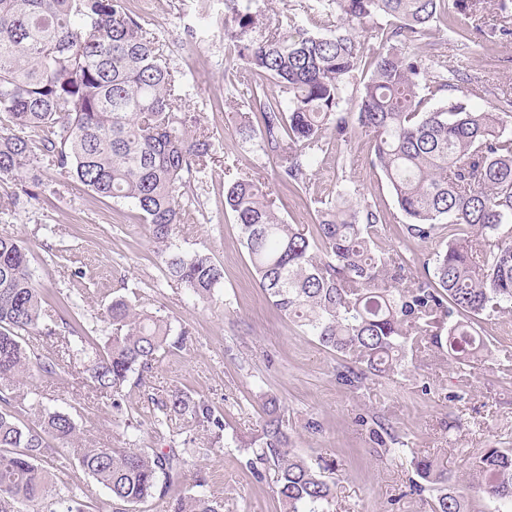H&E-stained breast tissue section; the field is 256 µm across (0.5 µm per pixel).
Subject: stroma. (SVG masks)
Here are the masks:
<instances>
[{
	"label": "stroma",
	"mask_w": 512,
	"mask_h": 512,
	"mask_svg": "<svg viewBox=\"0 0 512 512\" xmlns=\"http://www.w3.org/2000/svg\"><path fill=\"white\" fill-rule=\"evenodd\" d=\"M128 7L163 44L171 66L187 74L188 105L214 136L206 169L186 180L184 222L175 244L211 254L224 267V283L211 300L191 297L166 276L148 226L131 203L84 191L49 163L35 173L38 197L22 194L14 182L0 183L1 196L16 197L9 213L0 214V236L29 250L50 314L49 335L29 340L36 354L57 352L67 322H80L94 337L111 335L101 315L116 294L145 300L173 330L186 327L193 333L190 347L160 358L143 386L126 387L128 423L114 422L111 394L96 389L77 363L51 378L35 376L32 384L44 406L71 413L87 445L120 447L129 437L138 447L157 448L161 442L150 426L148 395L188 390L223 408L225 429L223 450L204 458L187 455V470L207 473L224 493L225 512H280L270 483L255 479L246 467V446L260 431L265 400L274 396L288 412L294 448L312 462L336 465L331 512H431L432 492L410 490L417 479L411 459L417 454L445 458L467 512H494L471 487L467 458L489 446L512 448V386L499 379L501 364L512 355V312L479 323L491 351L474 366L456 365L429 350L361 388L343 384L338 378L343 358L268 304L225 208V169L239 174L259 166L277 186L280 162L236 131V117L249 104L233 95L232 87L251 74L224 43V0H128ZM471 39L468 76L481 77L492 68L501 83L512 85V41L479 33ZM345 184L357 186L386 214L387 223L377 227L378 246L388 255L411 258V274L424 276L438 245L403 239L394 193L373 168L364 138L353 139L343 162L325 157L303 192L280 189L278 211L288 223H312L321 204ZM310 421L317 422L316 430L307 429ZM376 423L394 437L398 450L385 453L371 441L369 429ZM57 484L79 492L86 512H115L109 492L77 463L67 465Z\"/></svg>",
	"instance_id": "35a3bbf8"
}]
</instances>
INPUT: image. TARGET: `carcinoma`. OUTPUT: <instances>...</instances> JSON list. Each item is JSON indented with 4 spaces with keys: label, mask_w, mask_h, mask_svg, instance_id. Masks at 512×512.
<instances>
[{
    "label": "carcinoma",
    "mask_w": 512,
    "mask_h": 512,
    "mask_svg": "<svg viewBox=\"0 0 512 512\" xmlns=\"http://www.w3.org/2000/svg\"><path fill=\"white\" fill-rule=\"evenodd\" d=\"M309 0L307 12L334 27L311 33L298 15L269 22L263 12L225 0L224 41L255 76L240 91L253 108L238 132L282 161L278 186L307 188L325 146L367 139L372 164L387 179L404 216L402 234L440 239L432 270L409 276L410 259L378 250L376 226L386 216L341 187L317 210L316 222L290 224L260 168L225 190L239 239L258 286L277 314L333 352L353 360L339 374L358 388L402 367L408 349L426 344L461 365L488 350L475 324L512 311V91L485 84L454 95L461 60L421 54L430 26L488 32L512 39V0ZM261 36H253L255 30ZM356 86L355 111L342 108ZM489 96L498 116L471 101ZM187 75L170 66L157 38L128 10L127 0H0V181L28 192L27 174L47 161L101 198L128 201L148 224L167 275L201 301L224 281V267L202 252L175 248L184 174L205 168L212 135L186 109ZM105 318L112 335L93 339L66 324L67 352L82 357L97 389L112 393L123 414V389L165 354L187 349L189 330L173 333L164 316L123 295ZM42 297L26 249L0 237V385L36 371L57 374L59 359L27 349L40 332ZM151 425L169 448L86 447L72 416L41 408L40 394L0 393V512H83L54 473L73 458L112 495L117 512L165 499V512H224V500L202 470L188 477L173 447L175 433L202 430L209 455L221 448L224 411L177 389L151 399ZM247 460L272 480L281 512H330L335 481L292 448L288 416L266 402L260 434ZM418 490L435 492L433 512H465L448 467L412 459ZM474 483L489 500L512 505V448H483L469 460Z\"/></svg>",
    "instance_id": "1"
}]
</instances>
